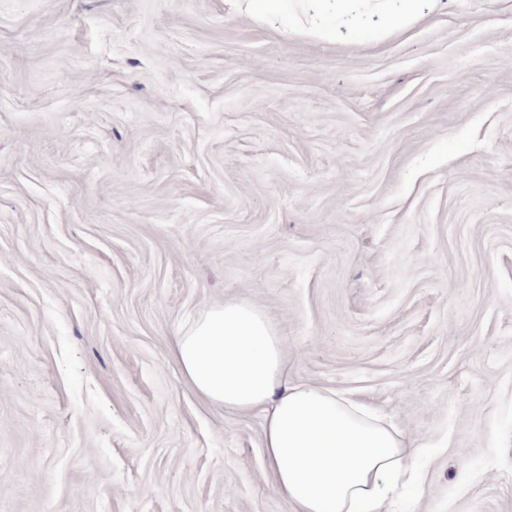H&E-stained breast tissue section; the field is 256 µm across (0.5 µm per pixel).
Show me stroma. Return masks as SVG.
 <instances>
[{
    "label": "stroma",
    "mask_w": 512,
    "mask_h": 512,
    "mask_svg": "<svg viewBox=\"0 0 512 512\" xmlns=\"http://www.w3.org/2000/svg\"><path fill=\"white\" fill-rule=\"evenodd\" d=\"M227 300L425 443L402 512H512V0H0V512H291L173 357ZM234 12L264 22L280 21L285 34L332 37L343 32L370 41L420 22L442 0H226Z\"/></svg>",
    "instance_id": "stroma-1"
}]
</instances>
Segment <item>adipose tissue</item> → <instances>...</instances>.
Here are the masks:
<instances>
[{
    "instance_id": "adipose-tissue-1",
    "label": "adipose tissue",
    "mask_w": 512,
    "mask_h": 512,
    "mask_svg": "<svg viewBox=\"0 0 512 512\" xmlns=\"http://www.w3.org/2000/svg\"><path fill=\"white\" fill-rule=\"evenodd\" d=\"M285 33L381 40L441 0H228ZM181 372L210 403L263 420L266 460L291 512H394L417 478L419 443L351 394L287 375L285 339L252 303L228 301L187 319L174 338Z\"/></svg>"
}]
</instances>
